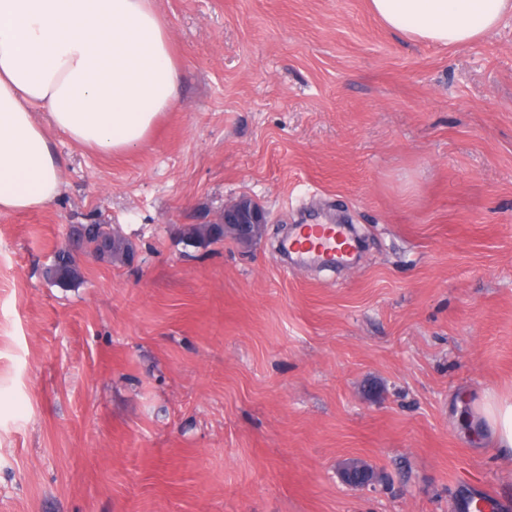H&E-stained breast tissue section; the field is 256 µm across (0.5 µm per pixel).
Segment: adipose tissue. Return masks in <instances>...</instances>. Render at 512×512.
<instances>
[{"label": "adipose tissue", "instance_id": "ef3b65f1", "mask_svg": "<svg viewBox=\"0 0 512 512\" xmlns=\"http://www.w3.org/2000/svg\"><path fill=\"white\" fill-rule=\"evenodd\" d=\"M370 8L388 29L448 47L512 16V0H370ZM180 81L154 0H0V212L60 196L55 136L103 154L141 146L179 103ZM474 411L494 447L512 456V397L483 396Z\"/></svg>", "mask_w": 512, "mask_h": 512}]
</instances>
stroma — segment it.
<instances>
[{"label": "stroma", "mask_w": 512, "mask_h": 512, "mask_svg": "<svg viewBox=\"0 0 512 512\" xmlns=\"http://www.w3.org/2000/svg\"><path fill=\"white\" fill-rule=\"evenodd\" d=\"M155 7L179 106L120 155L55 137L61 196L0 214V512H512L472 410L512 395V19L442 47L368 0ZM242 196L262 240L181 242ZM334 220L353 265L281 259ZM73 224L137 262L49 284ZM113 231L116 232L117 240L127 244L129 247H135L132 241L109 224H80L73 230V236L84 247L91 248L97 246L101 238L106 236L112 237Z\"/></svg>", "instance_id": "stroma-1"}]
</instances>
